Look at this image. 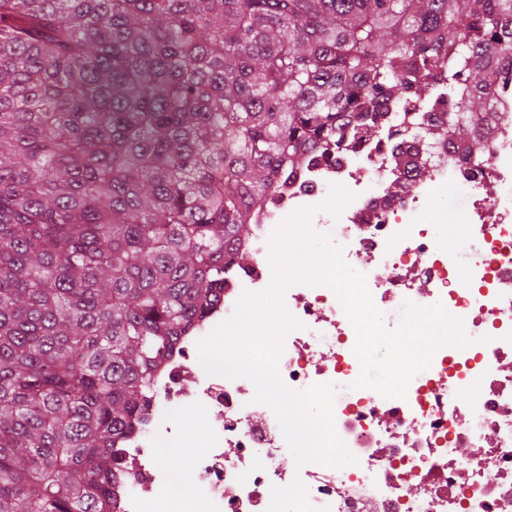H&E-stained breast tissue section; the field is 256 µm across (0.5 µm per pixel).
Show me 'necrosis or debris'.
Returning <instances> with one entry per match:
<instances>
[{"label":"necrosis or debris","mask_w":512,"mask_h":512,"mask_svg":"<svg viewBox=\"0 0 512 512\" xmlns=\"http://www.w3.org/2000/svg\"><path fill=\"white\" fill-rule=\"evenodd\" d=\"M492 148L481 170L458 154L434 151V174L418 194L389 199L384 173L391 144L364 142L335 160L290 173L260 206L239 246L244 259L224 276L218 302L179 337L160 364L157 386L121 448L124 478L112 491V512H173L159 490L169 480L155 459L158 445H181L180 421L203 411L206 436L190 460L195 492L180 512H267L272 486L301 476L310 503L329 512H512V93L501 96ZM498 192L486 197V182ZM340 183L355 198L339 218H312L346 261L366 277L387 327L405 301L442 303L463 322L472 343L444 347L410 381L405 398L354 388L361 364L356 331L334 291L295 285L285 294L303 324L290 333L278 361L289 387L333 384L335 430L353 464L285 465L289 450L273 411L253 403L244 378L207 374L198 341L229 317L243 291L271 282L268 241L284 212L315 206ZM459 198L465 226L431 212L447 192Z\"/></svg>","instance_id":"1"}]
</instances>
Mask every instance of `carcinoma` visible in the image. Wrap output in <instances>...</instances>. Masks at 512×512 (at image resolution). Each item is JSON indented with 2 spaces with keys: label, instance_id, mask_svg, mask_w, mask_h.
<instances>
[{
  "label": "carcinoma",
  "instance_id": "cac0c4a2",
  "mask_svg": "<svg viewBox=\"0 0 512 512\" xmlns=\"http://www.w3.org/2000/svg\"><path fill=\"white\" fill-rule=\"evenodd\" d=\"M438 87L421 139L478 170L512 0H0V512H108L256 206Z\"/></svg>",
  "mask_w": 512,
  "mask_h": 512
}]
</instances>
